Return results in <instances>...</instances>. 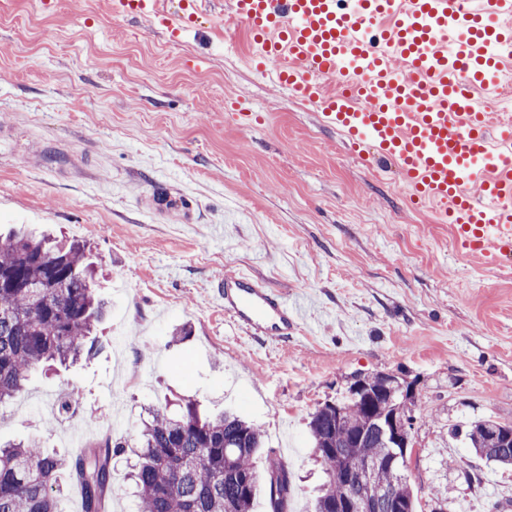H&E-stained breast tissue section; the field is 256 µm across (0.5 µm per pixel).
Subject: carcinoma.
<instances>
[{
	"label": "carcinoma",
	"instance_id": "1",
	"mask_svg": "<svg viewBox=\"0 0 512 512\" xmlns=\"http://www.w3.org/2000/svg\"><path fill=\"white\" fill-rule=\"evenodd\" d=\"M99 288L94 262L80 244L25 232L0 235V405L16 398L34 371L68 367L96 353L103 316ZM390 414L352 386L345 399L311 414L309 435L324 474L311 512H334L337 500L366 497L371 489L382 496L370 512H391L387 497L393 495L404 512H416L400 469L368 471L378 459L405 460L406 448L392 441L385 426ZM464 439L486 461L512 465V425L478 419ZM128 447L104 437L65 458L36 440L0 444V512H61L68 485L79 487L82 512H106L112 460ZM261 447V430L233 413L202 418L191 404L179 416L152 409L129 473L136 512H251L262 486L270 512H288V469L269 453L266 468L258 470L253 459ZM344 472L368 478L346 482Z\"/></svg>",
	"mask_w": 512,
	"mask_h": 512
}]
</instances>
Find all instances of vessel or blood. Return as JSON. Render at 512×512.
Segmentation results:
<instances>
[{"mask_svg":"<svg viewBox=\"0 0 512 512\" xmlns=\"http://www.w3.org/2000/svg\"><path fill=\"white\" fill-rule=\"evenodd\" d=\"M122 15L167 20L163 0H113ZM256 67L320 105L353 148L394 165L416 206L434 207L465 252L512 262V125L478 94L512 61V0H225ZM225 315L248 335L287 339L298 305L252 276L225 273Z\"/></svg>","mask_w":512,"mask_h":512,"instance_id":"b4317fda","label":"vessel or blood"}]
</instances>
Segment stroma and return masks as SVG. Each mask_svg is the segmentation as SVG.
Masks as SVG:
<instances>
[{
  "label": "stroma",
  "mask_w": 512,
  "mask_h": 512,
  "mask_svg": "<svg viewBox=\"0 0 512 512\" xmlns=\"http://www.w3.org/2000/svg\"><path fill=\"white\" fill-rule=\"evenodd\" d=\"M251 51L220 15L175 35L112 0H0V226L86 243L106 303L97 353L34 373L0 406V442L70 457L83 422L130 442L149 409L192 399L256 424L293 475L291 512H307L311 413L390 374L413 389L403 474L422 512L448 497L512 512V468L448 433L512 424V266L468 256L398 170L347 148ZM158 188L183 207L152 208ZM229 270L299 303V334L238 328L217 295Z\"/></svg>",
  "instance_id": "obj_1"
}]
</instances>
